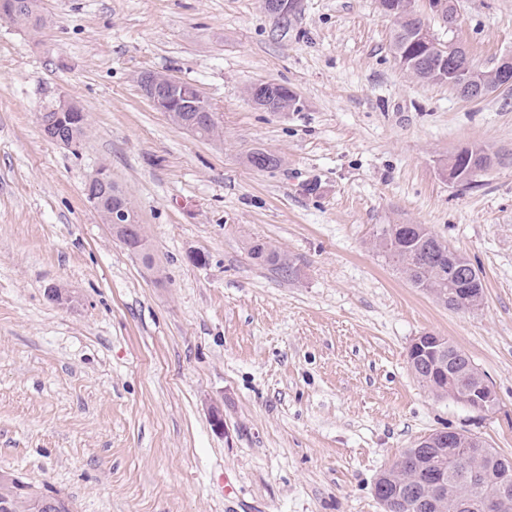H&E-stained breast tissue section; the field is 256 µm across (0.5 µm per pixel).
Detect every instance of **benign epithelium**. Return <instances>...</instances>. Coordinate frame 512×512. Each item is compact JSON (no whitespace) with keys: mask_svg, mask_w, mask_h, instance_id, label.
I'll use <instances>...</instances> for the list:
<instances>
[{"mask_svg":"<svg viewBox=\"0 0 512 512\" xmlns=\"http://www.w3.org/2000/svg\"><path fill=\"white\" fill-rule=\"evenodd\" d=\"M427 10L435 16L441 26L450 33H455L459 26L458 12L447 8V0H423ZM264 9L275 16L285 17L295 10L297 0H263ZM141 94L159 112L168 116L169 120L180 130L192 134L208 124H217L216 113L204 93L196 88L190 93L185 90L184 82L167 74L146 71L136 78ZM450 87L459 95L468 99H481L488 94L478 78V73L469 70L456 73ZM284 86L277 84L257 83L253 85L252 102L268 112L280 111L279 102L283 95ZM56 118L63 121L70 130H75L81 124L78 104L70 100H61L52 107ZM110 172L101 167L91 175L85 184V193L90 203L99 205V196L108 192L112 195V210L107 214V224L113 237L119 239L132 250H142V242L136 233L134 224L138 216L132 209L125 195L112 189ZM445 348L442 336L426 339L416 337L410 345V350L428 358L438 356ZM478 396H467L468 404L475 410H482L496 402V394L491 385L483 381L476 389Z\"/></svg>","mask_w":512,"mask_h":512,"instance_id":"benign-epithelium-1","label":"benign epithelium"}]
</instances>
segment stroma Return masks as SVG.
<instances>
[{
    "mask_svg": "<svg viewBox=\"0 0 512 512\" xmlns=\"http://www.w3.org/2000/svg\"><path fill=\"white\" fill-rule=\"evenodd\" d=\"M456 4L475 66L512 57V0ZM41 6L39 33L0 20V471L72 512H382L378 475L433 431L512 456V90L471 101L408 76L378 0H300L285 21L262 0ZM143 71L198 85L220 137L175 128ZM260 82L298 109L257 108ZM62 98L87 114L72 147L37 120ZM258 148L280 166H249ZM464 148L493 159L473 185L448 178ZM103 166L146 255L86 199ZM380 224L465 255L480 309L413 287ZM256 239L299 278L252 260ZM425 333L471 357L492 409L418 383Z\"/></svg>",
    "mask_w": 512,
    "mask_h": 512,
    "instance_id": "1",
    "label": "stroma"
}]
</instances>
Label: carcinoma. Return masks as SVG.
Segmentation results:
<instances>
[{
  "label": "carcinoma",
  "mask_w": 512,
  "mask_h": 512,
  "mask_svg": "<svg viewBox=\"0 0 512 512\" xmlns=\"http://www.w3.org/2000/svg\"><path fill=\"white\" fill-rule=\"evenodd\" d=\"M15 23L36 32L45 25L40 0H12ZM396 22L392 49L394 54L414 56L413 48L404 41L403 30L410 24L406 12L393 15ZM448 60L441 65L427 64L408 71V74L428 83L445 84L454 77L457 69L471 63L465 51L442 45ZM247 163L267 170L279 165V159L265 151L254 150L246 157ZM375 247L395 263L397 269L416 288L431 294L442 304L455 310H475L483 304L484 285L480 271L462 254L431 232L423 224H381L374 234ZM248 254L263 265L272 267L281 276L295 280L300 269L290 256L266 241L248 243ZM466 288L455 301L449 298L453 291ZM446 358L459 375L454 390H448L434 362L408 356V364L419 383L440 396L461 399L484 376L469 355L452 344H447ZM424 448H408L377 478L375 487L383 512H421L417 501L430 499L436 506L431 512H457L459 501L466 497H495L498 486L492 472L499 469L506 457L488 447L478 437L466 432L448 434L444 431L429 435ZM16 499V512H40L33 502L15 497V487L0 482V502Z\"/></svg>",
  "instance_id": "cac0c4a2"
}]
</instances>
